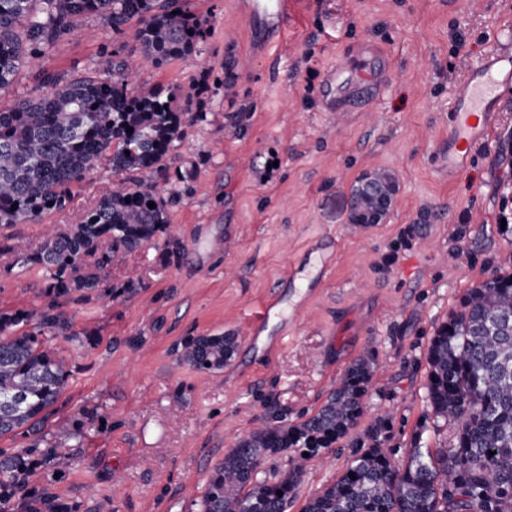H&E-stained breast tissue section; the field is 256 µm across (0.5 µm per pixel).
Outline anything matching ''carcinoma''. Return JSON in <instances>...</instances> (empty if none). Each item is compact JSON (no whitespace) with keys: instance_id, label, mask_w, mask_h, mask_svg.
Listing matches in <instances>:
<instances>
[{"instance_id":"1","label":"carcinoma","mask_w":512,"mask_h":512,"mask_svg":"<svg viewBox=\"0 0 512 512\" xmlns=\"http://www.w3.org/2000/svg\"><path fill=\"white\" fill-rule=\"evenodd\" d=\"M91 15L107 19L136 45L140 64L155 68L190 60L204 36L183 0H0V91ZM135 77L113 54L81 75L44 70V94L0 110V224H35L66 208L72 188L104 162L114 174H135L100 197L81 223L50 227L32 252L0 243L1 265L36 264L47 273L41 308L0 312V438L19 441L0 448V512H79L49 482L58 449L77 432L43 434L71 376L48 341L69 336L84 345L64 305L92 292L112 299L128 293L99 289L97 271L163 234L167 206L180 195L169 177L171 152L201 115L181 106L179 90L140 92ZM396 192L390 171L361 176L351 193L353 223H380ZM236 349L229 334L192 336L182 358L213 373ZM426 363V419L451 430L448 446L423 448L417 432L400 462L387 445L392 417L380 415L353 443L345 471L302 512H512V271L467 291L435 329ZM375 367L373 351L364 352L315 414L294 423L265 419L239 438L211 470L198 512H286L305 464L363 415ZM281 455L288 467L272 481L258 479L262 461Z\"/></svg>"}]
</instances>
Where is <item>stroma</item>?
<instances>
[{
  "label": "stroma",
  "mask_w": 512,
  "mask_h": 512,
  "mask_svg": "<svg viewBox=\"0 0 512 512\" xmlns=\"http://www.w3.org/2000/svg\"><path fill=\"white\" fill-rule=\"evenodd\" d=\"M207 34L191 60L141 69L142 91L200 88L189 102L201 118L186 130L171 168L185 192L168 206L153 242L102 271L104 286L130 287L119 299L73 301L74 329L91 342L51 339L72 376L45 425L81 429L63 449L52 490L80 512H196L213 466L259 418L313 414L366 348L378 368L363 416L326 460L309 462L287 512L336 481L354 437L393 416L398 459L413 439L447 444L449 430L425 427L426 353L468 288L512 265V168L500 157L512 133V84L486 142L473 145L457 179L438 170L454 83L491 48L512 45V0H295L284 43L254 49L239 0H185ZM116 54L137 64L125 35L97 16L80 20L21 68L0 93V110L42 92L39 73L72 75ZM349 78L390 69L391 80L326 111V68ZM387 169L399 180L378 224L355 225L350 193L363 174ZM116 178L98 167L66 209L40 224L0 227V241L34 249L46 225L75 224ZM437 218L422 238L408 225L423 210ZM38 265L0 267V310L42 302ZM300 303L297 323L273 314L283 338L271 355L243 338L273 294ZM229 333L241 345L223 370L203 374L181 358L186 338ZM94 410L86 423L82 410Z\"/></svg>",
  "instance_id": "1"
}]
</instances>
